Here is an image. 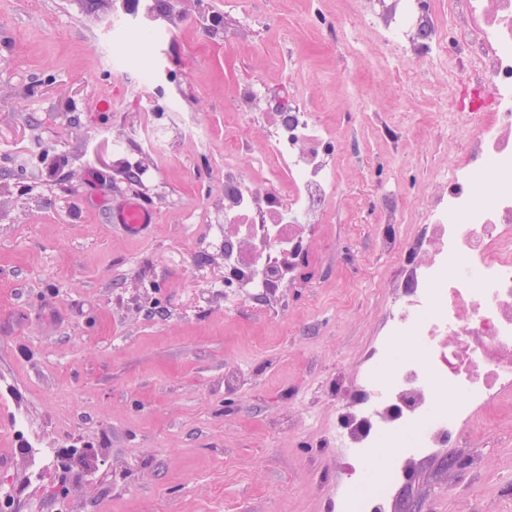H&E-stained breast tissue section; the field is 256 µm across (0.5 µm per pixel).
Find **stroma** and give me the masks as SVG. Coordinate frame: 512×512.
Segmentation results:
<instances>
[{
    "label": "stroma",
    "mask_w": 512,
    "mask_h": 512,
    "mask_svg": "<svg viewBox=\"0 0 512 512\" xmlns=\"http://www.w3.org/2000/svg\"><path fill=\"white\" fill-rule=\"evenodd\" d=\"M156 2L170 23L148 102L121 76L141 35L113 24V0H0V485L15 512H340L342 463L307 416L336 371L362 365L384 319L375 297L398 281L381 195L462 149L454 131L394 126L423 121L442 83L381 54L358 13L337 20L336 0H279L268 29L242 23L241 0ZM249 77L269 93L295 82L336 119L348 159L321 263L229 311L211 227L225 103ZM148 111L168 155L132 137ZM180 115L199 118L207 149L182 138ZM130 196L153 213L135 237L105 217ZM30 443L88 454L36 480ZM451 454L481 458L475 484L442 467ZM400 493L418 512H512V421L424 458Z\"/></svg>",
    "instance_id": "stroma-1"
}]
</instances>
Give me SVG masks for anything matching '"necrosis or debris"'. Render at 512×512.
<instances>
[{"label":"necrosis or debris","mask_w":512,"mask_h":512,"mask_svg":"<svg viewBox=\"0 0 512 512\" xmlns=\"http://www.w3.org/2000/svg\"><path fill=\"white\" fill-rule=\"evenodd\" d=\"M364 32L389 54L440 52L454 28L472 105L442 100L431 117L460 134L456 160L420 184L412 224L383 249L401 270L382 288L386 311L356 376L336 375V399L310 427L346 460L347 512H388L416 458L472 441L512 419V0H394L379 17L357 0ZM259 79L236 81L224 127V286L234 303L296 286L318 261L319 226L340 187L347 155L334 122L301 92L279 112H258ZM261 120L265 149L246 152L243 129Z\"/></svg>","instance_id":"necrosis-or-debris-1"}]
</instances>
